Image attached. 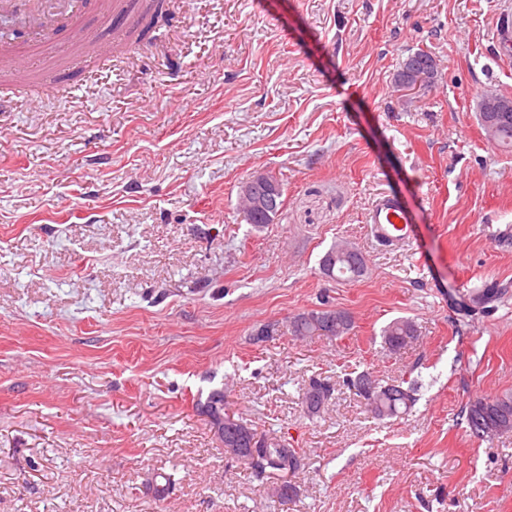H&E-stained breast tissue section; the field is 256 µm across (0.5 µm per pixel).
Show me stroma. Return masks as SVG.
I'll list each match as a JSON object with an SVG mask.
<instances>
[{"label":"stroma","instance_id":"35a3bbf8","mask_svg":"<svg viewBox=\"0 0 512 512\" xmlns=\"http://www.w3.org/2000/svg\"><path fill=\"white\" fill-rule=\"evenodd\" d=\"M140 50L41 64L64 85L0 101V512H512V432L480 439L464 414L512 393V152L476 101L512 96L496 21L512 0H175ZM424 50L441 73L398 90ZM283 185L271 224L246 223L242 181ZM388 191L414 240H377ZM346 241L367 272L320 260ZM502 291L491 311L469 293ZM349 335L283 334L322 301ZM417 328L389 353L382 331ZM412 388L379 419L350 386ZM333 386L320 413L303 393ZM298 449L299 493L225 456L197 408ZM175 483L156 498L161 475ZM344 244L336 243L327 250L320 260V267H323L328 260L332 259L334 261V266L329 272V278L338 283L356 281L367 271L363 254L357 249ZM499 299V292L497 288L494 287H486V288H478L472 294L469 295L467 301L463 302V309L472 313L476 310L484 311L483 309L489 308V304L497 301Z\"/></svg>","mask_w":512,"mask_h":512}]
</instances>
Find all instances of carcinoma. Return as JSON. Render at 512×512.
<instances>
[{
  "mask_svg": "<svg viewBox=\"0 0 512 512\" xmlns=\"http://www.w3.org/2000/svg\"><path fill=\"white\" fill-rule=\"evenodd\" d=\"M436 75L437 68L432 55L419 50L409 55L401 64L393 81L398 88L413 89L432 82ZM478 117L489 142L500 148L512 149V112H480ZM328 260L334 261L329 278L338 283L356 281L367 271L363 254L342 243L328 249L320 264L323 265ZM498 299V289L478 288L463 302V309L468 313L481 311ZM352 327L351 316L343 310L312 309L295 315L289 321L288 331L297 338L315 334L338 338L349 334ZM416 333L417 329L412 321L395 319L383 331L384 345L389 352L395 353L411 343ZM358 394L377 418L397 416L400 409H407L414 402L411 391L400 385L392 388L390 396L379 385L369 393L360 390ZM331 395L330 386L319 380L311 381L304 395L307 411L311 414L320 412ZM201 411L211 424L220 418H231L226 413L222 391L211 393L206 402L201 404ZM466 421L470 432L477 437L512 431V394L471 400L466 407ZM220 441L224 443V453L247 465L258 475L294 474L302 465L301 456L296 449L287 447L274 437L258 434L242 418L237 419L236 432L224 433Z\"/></svg>",
  "mask_w": 512,
  "mask_h": 512,
  "instance_id": "cac0c4a2",
  "label": "carcinoma"
}]
</instances>
